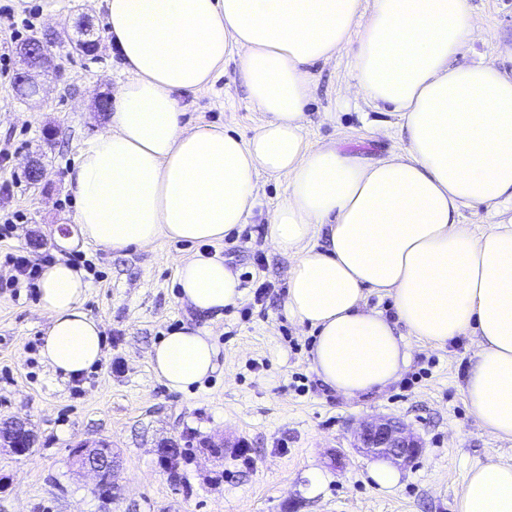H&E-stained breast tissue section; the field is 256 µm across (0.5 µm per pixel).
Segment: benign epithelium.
I'll list each match as a JSON object with an SVG mask.
<instances>
[{
	"label": "benign epithelium",
	"instance_id": "7a95c632",
	"mask_svg": "<svg viewBox=\"0 0 512 512\" xmlns=\"http://www.w3.org/2000/svg\"><path fill=\"white\" fill-rule=\"evenodd\" d=\"M50 40H33L19 49L26 68L17 73L19 82H35L34 72L50 63ZM0 440L8 443L12 451L20 456L32 448L34 434L24 422L11 420L0 424ZM354 447L376 457L401 465L419 453L420 438L404 424L391 418H375L359 424L354 432ZM72 463L78 470L95 475L97 483L103 485L114 474L112 451L102 444H81L72 450Z\"/></svg>",
	"mask_w": 512,
	"mask_h": 512
}]
</instances>
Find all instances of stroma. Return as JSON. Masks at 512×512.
I'll return each instance as SVG.
<instances>
[{
	"label": "stroma",
	"mask_w": 512,
	"mask_h": 512,
	"mask_svg": "<svg viewBox=\"0 0 512 512\" xmlns=\"http://www.w3.org/2000/svg\"><path fill=\"white\" fill-rule=\"evenodd\" d=\"M479 23L456 66L478 62L512 69V0H469ZM0 10L29 18L19 42L52 34L56 70L39 77L37 94L14 90L24 66L11 54L0 76V214L20 210L23 223L0 241V423L27 422L37 437L29 456L0 447V512H455L467 471L492 458L512 464V439L481 427L463 393L475 350L460 336L436 347L407 337L410 360L382 390L349 399L323 383L311 365L314 333L285 309L291 261L266 238L285 184L262 178L250 223L210 246L239 274L243 296L221 316L194 312L180 299L177 267L196 245L161 238L110 250L87 243L65 251L75 205L65 177L81 146L102 131L101 96L124 79L106 36L104 0H0ZM89 23L93 53L75 50ZM350 49L312 68L310 143L335 141L380 157L404 146L402 135L378 138L377 111L347 96ZM188 126L220 124L251 137L265 118L249 101L236 59L203 90L182 96ZM34 113L31 121L21 120ZM332 112L326 123L322 113ZM40 173L26 177L28 162ZM90 260L84 308L102 323L104 359L81 377L62 379L42 362L47 317L38 291L5 287L7 254ZM263 298H256L260 284ZM206 327L217 369L186 391L154 375L152 347L182 325ZM381 416L401 421L422 440L421 453L399 467L395 487L376 484L379 460L353 449V432ZM107 442L118 461L111 489L75 474L78 443Z\"/></svg>",
	"instance_id": "35a3bbf8"
}]
</instances>
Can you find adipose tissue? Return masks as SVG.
Here are the masks:
<instances>
[{"label":"adipose tissue","instance_id":"ef3b65f1","mask_svg":"<svg viewBox=\"0 0 512 512\" xmlns=\"http://www.w3.org/2000/svg\"><path fill=\"white\" fill-rule=\"evenodd\" d=\"M105 4L125 78L105 128L66 175L74 232L57 246L220 242L259 205L260 174L285 176L267 238L292 260L285 307L317 331V375L354 398L397 378L405 336L437 346L472 336L465 401L483 428L512 438V218L480 232L459 221L466 207L512 205V74L451 65L475 32L468 0H373L368 12L362 0ZM348 44L353 93L390 107L392 121L375 130L399 128L404 150L373 159L308 142L310 68ZM229 56L265 114L248 138L182 122L181 95L208 85ZM177 283L201 314L243 295L216 255L182 262ZM38 289L50 319L40 354L64 378L81 376L103 356L101 324L84 309L86 275L59 261ZM374 292L393 299L395 319L369 308ZM216 357L208 332L188 325L154 346L149 364L183 391L215 371ZM457 510L512 512V465L471 467Z\"/></svg>","mask_w":512,"mask_h":512}]
</instances>
